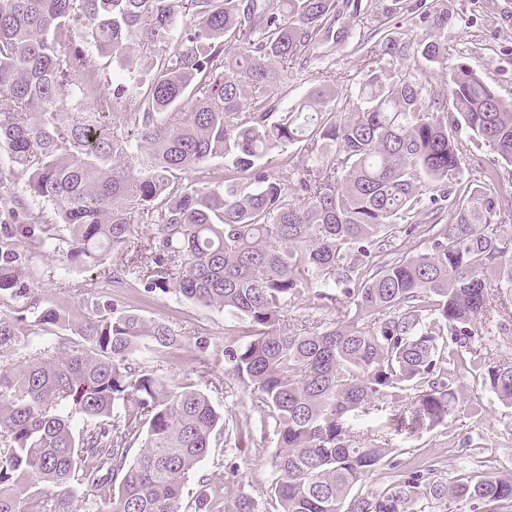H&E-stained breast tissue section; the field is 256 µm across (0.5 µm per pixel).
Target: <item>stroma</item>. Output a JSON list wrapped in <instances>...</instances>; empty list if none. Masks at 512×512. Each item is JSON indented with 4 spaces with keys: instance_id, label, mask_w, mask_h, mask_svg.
Returning <instances> with one entry per match:
<instances>
[{
    "instance_id": "35a3bbf8",
    "label": "stroma",
    "mask_w": 512,
    "mask_h": 512,
    "mask_svg": "<svg viewBox=\"0 0 512 512\" xmlns=\"http://www.w3.org/2000/svg\"><path fill=\"white\" fill-rule=\"evenodd\" d=\"M447 7L449 43L460 48L464 62L479 70L505 100H512V0H437ZM359 66L352 45L339 48L325 60L289 72L274 92L279 109L291 107L321 80L337 91L352 90L348 74ZM27 284L40 305L64 310L70 320L90 313L93 304L114 301L148 320L163 321L179 334L181 347L172 354L153 357L140 354L138 362L176 383H188L206 393L224 411L229 434L218 437L196 473L186 482L184 502H192L200 490L218 495L223 512H239L243 500H251L254 512H269V490L277 452L273 437L248 436L245 428L264 416L260 405L241 385L224 375V343L245 328L243 320L219 309L195 305L175 293L147 292L140 284L125 288L112 285L114 259L82 268L66 269L59 255L31 245L23 246ZM347 300L339 290L328 298H302L288 309L287 328L302 321L328 322L337 318ZM463 384L472 398L471 411L449 417L433 431L417 435L409 446L395 450L393 469L374 472L366 491H377L392 475L424 473L426 478L448 483L464 470L512 474V406L497 402L473 378Z\"/></svg>"
}]
</instances>
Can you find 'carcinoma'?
Masks as SVG:
<instances>
[{"label": "carcinoma", "instance_id": "obj_1", "mask_svg": "<svg viewBox=\"0 0 512 512\" xmlns=\"http://www.w3.org/2000/svg\"><path fill=\"white\" fill-rule=\"evenodd\" d=\"M413 9L411 0L373 13L361 0H0V147L31 172L27 202L0 172V200L12 202L0 222V293L29 295L17 247L34 244L68 268L115 256L120 288L132 272L149 292L248 320L251 332L224 345V374L266 408L255 430L276 437L274 512H409L447 491L474 512L512 503V475L460 473L429 488L411 473L360 492L389 462L394 436L466 411L464 375L512 405V357L483 337L512 303V234L494 230L512 201V178L498 169L512 167V101L469 64L448 65V9L437 8L420 13V36L357 46L354 98L324 83L283 112L274 102L288 70L348 43L343 14L380 31ZM81 38L112 61V95L101 94L104 67ZM135 56L152 72L146 83L125 74ZM434 65L449 70L441 97L427 88ZM133 92L136 107L121 109ZM462 126L497 156L475 180L462 175ZM298 143L305 155L288 187L264 159ZM216 157L223 174L188 181ZM427 219L429 246L386 259L390 238H423ZM136 220L154 226L143 244ZM324 288L342 289L353 309L281 328L292 301ZM63 321L36 304L31 321L0 316V512H221L204 492L190 511L182 494L226 430L224 413L133 362L141 349H178L179 334L104 305L74 323L77 339L46 335ZM394 397L410 417L360 434V417ZM114 482L107 497L76 498L78 485Z\"/></svg>", "mask_w": 512, "mask_h": 512}]
</instances>
